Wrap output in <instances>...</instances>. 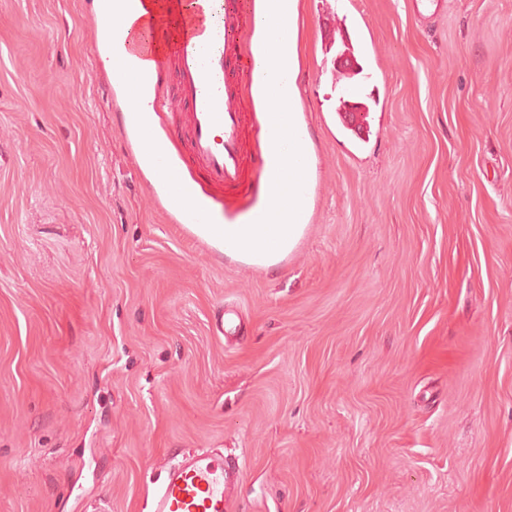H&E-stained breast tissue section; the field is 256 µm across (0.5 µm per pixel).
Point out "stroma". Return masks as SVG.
Wrapping results in <instances>:
<instances>
[{
  "instance_id": "1",
  "label": "stroma",
  "mask_w": 512,
  "mask_h": 512,
  "mask_svg": "<svg viewBox=\"0 0 512 512\" xmlns=\"http://www.w3.org/2000/svg\"><path fill=\"white\" fill-rule=\"evenodd\" d=\"M301 2L317 181L264 270L172 221L93 0H0V512H149L206 450L236 512H512V0L431 27L332 0L374 75L360 137Z\"/></svg>"
}]
</instances>
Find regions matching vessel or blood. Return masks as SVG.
I'll list each match as a JSON object with an SVG mask.
<instances>
[{
	"label": "vessel or blood",
	"instance_id": "b4317fda",
	"mask_svg": "<svg viewBox=\"0 0 512 512\" xmlns=\"http://www.w3.org/2000/svg\"><path fill=\"white\" fill-rule=\"evenodd\" d=\"M104 21L113 14L133 18L131 29L111 26L108 40L120 77L113 87L114 101L133 99L158 109L167 73H174L173 91L187 111L189 159L200 179L190 191L181 184L180 154L152 150L145 130H138L139 146L159 170L169 212L185 224H219L224 220L222 192L246 191L249 168L266 171V156H254L247 142L254 110L253 86L262 77L263 64L246 53V42L257 28L273 27L289 0H279L275 13L262 15L254 0H173L168 10L171 34L165 43L155 36L152 0H100ZM322 26L323 67L332 78L347 82L359 62L352 39L337 51L336 12L325 8ZM364 104L359 97L343 100L340 122L361 133ZM237 460L206 452H188L169 469L155 490L151 512H231L228 489L239 478Z\"/></svg>",
	"mask_w": 512,
	"mask_h": 512
}]
</instances>
